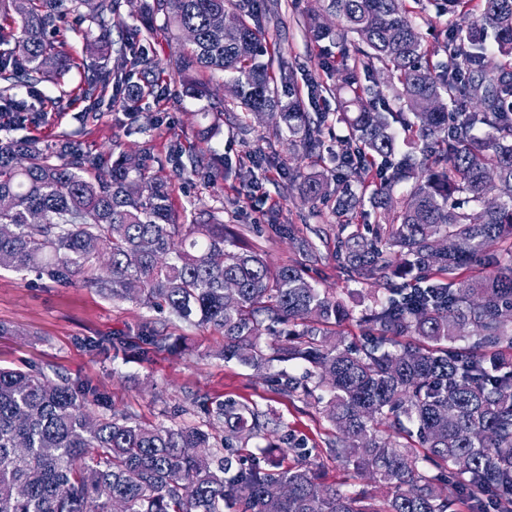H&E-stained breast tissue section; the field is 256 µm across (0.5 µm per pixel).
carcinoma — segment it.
Here are the masks:
<instances>
[{
    "instance_id": "1",
    "label": "carcinoma",
    "mask_w": 512,
    "mask_h": 512,
    "mask_svg": "<svg viewBox=\"0 0 512 512\" xmlns=\"http://www.w3.org/2000/svg\"><path fill=\"white\" fill-rule=\"evenodd\" d=\"M255 0H149L140 26L117 55L123 72H100L81 87L91 97L137 101L153 91L155 61L126 50L157 22L177 33V73L186 93L210 97L221 74L244 118H266L304 159H318L330 113L282 101L274 87L268 24ZM437 12L469 11L473 0H432ZM342 28L311 20L314 42L333 37L340 63L336 95L348 134L341 166L373 173L370 197L382 222L372 237L336 235L334 255L357 282L392 275L360 317L367 340L352 346L336 327L353 311L303 266H275L224 235V220L200 209L177 223L167 181L148 175V152L93 154L65 135L46 147L0 141V270L82 283L114 302L134 301L168 319L224 335L218 356L259 374L301 360L299 378L271 382L290 397L314 399L336 429L326 454L365 471L385 489L325 488L313 462L246 456L253 439L279 435L271 413L232 400L203 405L205 427L147 425L110 412L89 383L52 384L0 369V512H512V263L487 254L512 250V0H478L476 20L426 45L403 0H328ZM98 29L94 46L112 53L122 24L119 0H0V107L14 124L34 122L19 88L59 81L75 67L60 38L69 15ZM492 30L500 60L485 62ZM445 55L434 65L433 57ZM388 73L401 111L360 86L359 69ZM459 108L448 111V104ZM305 201L336 195V220L352 223L364 196L338 172L331 180L298 168ZM288 237L303 255L321 254L308 237ZM478 262L471 278L459 270ZM112 348L146 356L171 348L154 323ZM416 427L418 444L403 443ZM224 430V447L210 430Z\"/></svg>"
}]
</instances>
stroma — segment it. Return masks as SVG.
Listing matches in <instances>:
<instances>
[{
  "label": "stroma",
  "mask_w": 512,
  "mask_h": 512,
  "mask_svg": "<svg viewBox=\"0 0 512 512\" xmlns=\"http://www.w3.org/2000/svg\"><path fill=\"white\" fill-rule=\"evenodd\" d=\"M277 46L286 66L295 74V90L311 112L334 117L326 148L335 149L345 135L334 94L336 64L321 53L306 34L311 13H323L332 28L341 22L324 13L323 0H281ZM409 16L428 44L443 41L454 19L437 15L429 0H406ZM67 49L77 59L64 84L46 82L34 90L19 89L18 98L40 113L38 122L17 129H0V138H31L51 145L60 135H77L91 152L131 153L149 149V171L168 178L176 216L194 207L218 211L228 229L241 241L266 254L277 265L304 262L284 233L318 229L322 260L307 263L309 275L321 286L335 288L345 304L361 311L370 291L383 290L384 281L367 286L352 280L333 257L339 226L328 204L304 202L292 173L299 166L285 140L272 125L252 123L242 131L239 112L225 90L223 77L211 82V99L186 94L179 78L164 74L153 93L145 95L134 111L112 105L110 96L84 98L78 90L85 68L102 63L90 53L84 39L85 23L70 18ZM210 147L211 168L192 169L188 151ZM145 321L157 322L181 347L151 354L141 360L113 351L112 339L131 336ZM100 349H91V342ZM223 336L212 329L165 322L163 314L133 302H115L82 284L56 285L35 275L0 271V367L42 371L52 381L65 378L88 382L106 396L112 410L135 416L146 424H204L206 416L192 397L217 403L231 398L271 411L281 431L300 444L319 465L316 475L328 487L376 493L369 475L343 469L322 450L335 435L332 424L314 401L279 394L270 381L236 362L218 358Z\"/></svg>",
  "instance_id": "35a3bbf8"
}]
</instances>
